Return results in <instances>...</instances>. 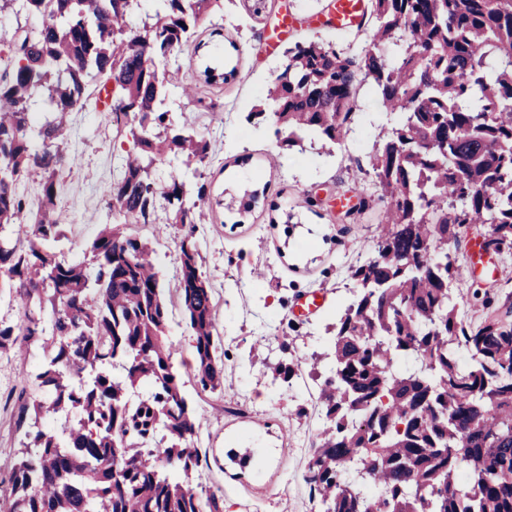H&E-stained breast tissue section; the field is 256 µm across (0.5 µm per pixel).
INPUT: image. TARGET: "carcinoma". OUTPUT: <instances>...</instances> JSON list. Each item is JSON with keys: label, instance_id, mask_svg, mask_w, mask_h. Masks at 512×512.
I'll use <instances>...</instances> for the list:
<instances>
[{"label": "carcinoma", "instance_id": "obj_1", "mask_svg": "<svg viewBox=\"0 0 512 512\" xmlns=\"http://www.w3.org/2000/svg\"><path fill=\"white\" fill-rule=\"evenodd\" d=\"M0 0V14L38 16L16 29L13 67L0 75V287L20 317L0 321V352L21 361L34 344L35 391L20 393L22 436L0 512H224L221 489L192 482L207 456L190 445L196 408L181 394L168 330L172 310L152 242L127 232L200 224L205 185L156 164L185 167L208 144L169 118L170 62L224 0ZM372 42L356 57L320 37L288 47L281 72L248 112L272 122L287 150L341 145L360 110L357 72L371 79L388 118L369 170L383 229L374 254L351 270L356 294L323 353L315 408L318 444L303 481L316 512H512V288L484 291L479 320L457 308L458 280L478 242L512 255V0H367ZM91 83L114 88L112 122L136 151L106 190L114 222L91 243L94 262L60 258L67 239L56 177L67 154L65 116ZM41 175L32 201L19 188ZM373 209L366 197L341 213ZM32 231L22 233L29 218ZM193 233L181 241L176 284L195 340L202 390L224 387L212 286ZM269 364L289 387L301 362Z\"/></svg>", "mask_w": 512, "mask_h": 512}]
</instances>
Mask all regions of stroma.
<instances>
[{
  "label": "stroma",
  "instance_id": "35a3bbf8",
  "mask_svg": "<svg viewBox=\"0 0 512 512\" xmlns=\"http://www.w3.org/2000/svg\"><path fill=\"white\" fill-rule=\"evenodd\" d=\"M330 0H266L261 15H253V0H224L221 34L201 24L195 41L178 54L181 68L170 90L169 104L178 124L204 138L208 162L198 170L182 169L188 186H206L212 200L208 223L196 225L200 270L213 286L215 328L224 353V388L204 392L192 366L194 341L180 307H173L169 339L175 349L172 364L182 390L199 409L195 447L206 452L208 466L198 482L221 487L224 512H313L302 474L316 441L319 415L313 407L318 382L306 379L293 391L272 383L267 361L289 352L311 362L326 349L329 324L336 306L349 295L350 271L373 250L379 234L378 214L355 224H336L329 213L338 196L358 199L375 194L367 167L373 143L386 117L379 112L369 87L360 90L361 109L347 139L333 156L316 150L283 149L271 125L249 124L245 116L279 72L288 43L323 34ZM291 26L276 48H269L281 14ZM227 73L228 81L209 84L205 67ZM195 85L210 102L200 111L179 87ZM66 151L74 162L57 178V208L66 218L65 259L91 262L90 244L112 221L105 189L118 176L131 138L117 134L107 104L70 112L66 116ZM257 195L251 214L240 215L238 200ZM320 206H309V199ZM152 236L159 278L168 299H175L179 244L187 228L167 223ZM512 280V258L486 256L462 284L459 305L467 321H478L481 306L475 290L494 281ZM319 294L316 309L300 311L303 298ZM261 356H250L253 343ZM32 346L26 363L0 354V482L20 446L13 427L14 398L23 389V371L40 362ZM305 407L306 416L296 414Z\"/></svg>",
  "mask_w": 512,
  "mask_h": 512
}]
</instances>
